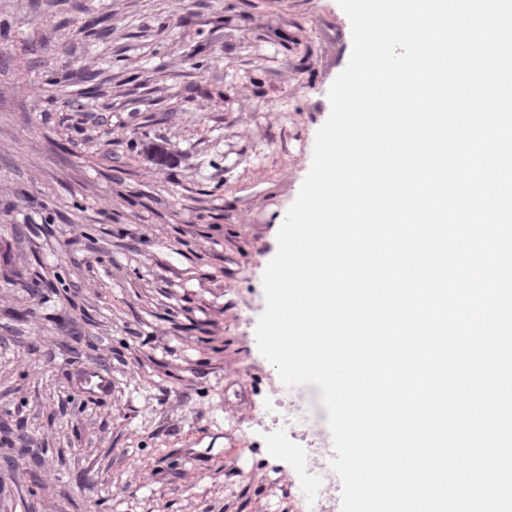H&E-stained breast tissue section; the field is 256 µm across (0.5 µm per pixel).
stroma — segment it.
I'll return each instance as SVG.
<instances>
[{
	"label": "stroma",
	"mask_w": 512,
	"mask_h": 512,
	"mask_svg": "<svg viewBox=\"0 0 512 512\" xmlns=\"http://www.w3.org/2000/svg\"><path fill=\"white\" fill-rule=\"evenodd\" d=\"M351 52L337 0H0V512H296L255 329Z\"/></svg>",
	"instance_id": "obj_1"
}]
</instances>
